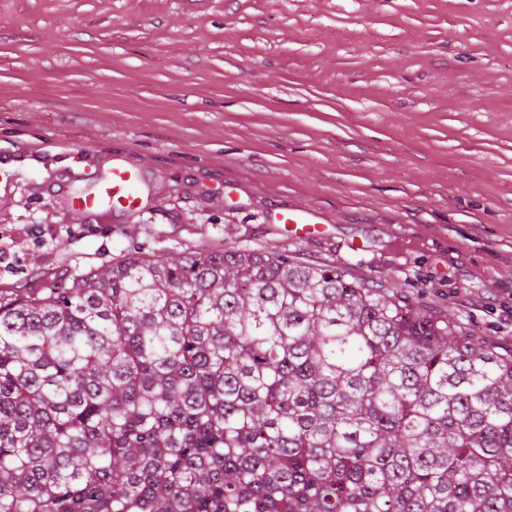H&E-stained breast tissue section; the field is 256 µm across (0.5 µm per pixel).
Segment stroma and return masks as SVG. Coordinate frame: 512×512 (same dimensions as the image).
Wrapping results in <instances>:
<instances>
[{
  "mask_svg": "<svg viewBox=\"0 0 512 512\" xmlns=\"http://www.w3.org/2000/svg\"><path fill=\"white\" fill-rule=\"evenodd\" d=\"M138 209L72 195L112 163ZM308 209L298 240L276 213ZM288 251L512 349V0H0V288ZM141 193L139 175L116 163L102 179L99 190L79 198L72 207L82 213L103 217L113 211L138 208Z\"/></svg>",
  "mask_w": 512,
  "mask_h": 512,
  "instance_id": "obj_1",
  "label": "stroma"
}]
</instances>
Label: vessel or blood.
<instances>
[{
  "mask_svg": "<svg viewBox=\"0 0 512 512\" xmlns=\"http://www.w3.org/2000/svg\"><path fill=\"white\" fill-rule=\"evenodd\" d=\"M141 193L139 175L116 163L103 178L99 190L79 198L73 207L79 212L101 217L118 210L136 209L141 200ZM279 221L285 231L296 238L312 236L320 229L319 224L314 223L309 212L304 209L282 213Z\"/></svg>",
  "mask_w": 512,
  "mask_h": 512,
  "instance_id": "vessel-or-blood-1",
  "label": "vessel or blood"
}]
</instances>
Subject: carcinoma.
Wrapping results in <instances>:
<instances>
[{
    "label": "carcinoma",
    "mask_w": 512,
    "mask_h": 512,
    "mask_svg": "<svg viewBox=\"0 0 512 512\" xmlns=\"http://www.w3.org/2000/svg\"><path fill=\"white\" fill-rule=\"evenodd\" d=\"M0 512H512V353L286 252L0 289Z\"/></svg>",
    "instance_id": "obj_1"
}]
</instances>
